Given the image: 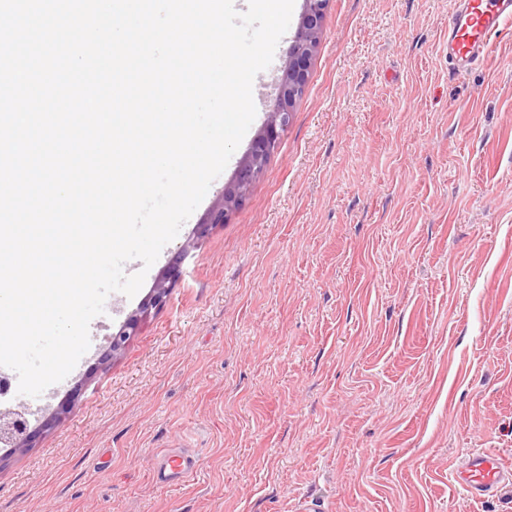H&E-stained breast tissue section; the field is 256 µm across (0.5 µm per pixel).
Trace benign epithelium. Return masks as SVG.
I'll return each instance as SVG.
<instances>
[{
    "mask_svg": "<svg viewBox=\"0 0 512 512\" xmlns=\"http://www.w3.org/2000/svg\"><path fill=\"white\" fill-rule=\"evenodd\" d=\"M328 4L329 0H304V9L281 69L275 99L267 112L265 123L239 162L234 180L225 186L220 202L213 206L203 222L197 225V236L203 237L211 228L226 223L233 207L242 201L251 184L264 172L281 134L291 122L296 100L304 91L311 60L319 44L322 22ZM178 274V264L169 266L158 278L152 293L128 319L124 328L110 336L112 355L115 356L123 351L130 331L135 329L141 320L145 319L151 311L164 306L169 288L172 287ZM31 439L32 432L20 415L0 414V443L13 448H24L29 446Z\"/></svg>",
    "mask_w": 512,
    "mask_h": 512,
    "instance_id": "1",
    "label": "benign epithelium"
}]
</instances>
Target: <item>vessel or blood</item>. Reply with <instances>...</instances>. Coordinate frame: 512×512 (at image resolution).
Returning <instances> with one entry per match:
<instances>
[{
	"instance_id": "1",
	"label": "vessel or blood",
	"mask_w": 512,
	"mask_h": 512,
	"mask_svg": "<svg viewBox=\"0 0 512 512\" xmlns=\"http://www.w3.org/2000/svg\"><path fill=\"white\" fill-rule=\"evenodd\" d=\"M512 27V0H458L448 20V66L459 75L482 66L491 40ZM196 470L194 456L183 451L161 455L154 472L157 483L166 485L184 481ZM454 482L469 496L481 498L512 486V469L499 456L481 448L467 454L453 473Z\"/></svg>"
}]
</instances>
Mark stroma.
<instances>
[{"label": "stroma", "mask_w": 512, "mask_h": 512, "mask_svg": "<svg viewBox=\"0 0 512 512\" xmlns=\"http://www.w3.org/2000/svg\"><path fill=\"white\" fill-rule=\"evenodd\" d=\"M455 0H330L303 95L261 177L196 237L224 171L146 270L110 294L53 393L10 395L0 512H512L450 470L512 468V29L448 73ZM163 308L109 356L181 246ZM197 461L153 478L160 452ZM32 436L27 423L19 414H0V443L13 448H24L29 446ZM453 480L467 495L481 498L511 487L512 471L496 453L481 448L467 454L455 469ZM195 470L194 456L187 452L171 450L161 455L154 477L159 484L178 483L188 478Z\"/></svg>", "instance_id": "obj_1"}]
</instances>
